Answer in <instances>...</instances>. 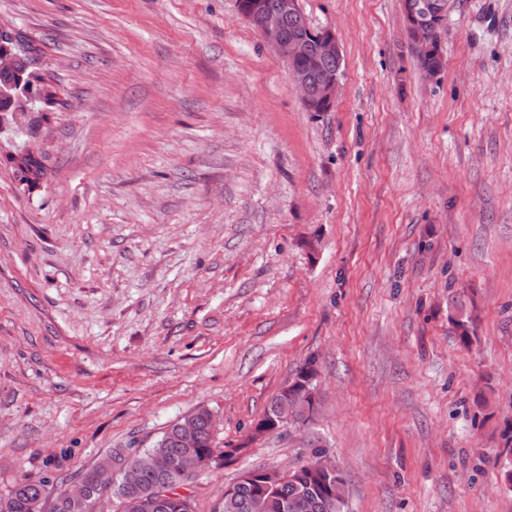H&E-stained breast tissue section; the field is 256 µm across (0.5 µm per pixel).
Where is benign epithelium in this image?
<instances>
[{"mask_svg":"<svg viewBox=\"0 0 512 512\" xmlns=\"http://www.w3.org/2000/svg\"><path fill=\"white\" fill-rule=\"evenodd\" d=\"M450 8L449 0H405L403 18L413 42L417 60L433 61L425 75L435 77L444 68V53L437 33L444 28ZM243 18L263 39L273 46L288 63L290 76L301 93L305 106H310L313 85H318L319 99L332 109L336 103L339 77L317 82L327 61L341 64L343 57L336 31H315L304 15L299 0H280L275 9L247 13ZM292 20L294 33L285 35L286 20Z\"/></svg>","mask_w":512,"mask_h":512,"instance_id":"7a95c632","label":"benign epithelium"}]
</instances>
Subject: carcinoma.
<instances>
[{"label":"carcinoma","instance_id":"carcinoma-1","mask_svg":"<svg viewBox=\"0 0 512 512\" xmlns=\"http://www.w3.org/2000/svg\"><path fill=\"white\" fill-rule=\"evenodd\" d=\"M35 58L30 52L19 54L15 68L9 72L0 71V88H11L13 97H0V110L23 99L29 106L38 103L44 106L55 104L51 85L42 75L29 81ZM45 155L27 156L22 164L15 168L20 184L33 188L46 174ZM315 370L313 364L304 367L288 385V391H280L269 401L264 414L283 413L292 417L295 423H304L310 416L298 411L301 402L309 400L308 392L313 389ZM195 425L194 447L186 448L181 442L180 424L171 425L148 453L160 458V467L141 471L134 479L132 488H126V474L130 466L132 451H115L105 456L97 466L85 471L81 479L87 484V496L83 500H73L63 494L54 500L51 512H93L94 501L108 492L118 503L117 512H141L136 508L135 501L141 496L149 495L161 487L181 486L190 484L195 476L180 471L179 462L184 456L191 455L199 460L215 463V459H224L228 452L214 453L210 414L198 410L189 417ZM108 466L116 470V481L111 489L103 488L94 482L97 469ZM49 479L44 476L38 479L22 478L15 482L5 493H0V512H36L37 506L45 502ZM331 485L336 492V510L345 512L344 495L341 479L336 472L324 477H310L305 480L297 478V470L284 475L282 482L275 491L267 495L257 506L260 512H325L322 494L324 486ZM253 497V489L247 485L238 486L234 497H220L214 512H250L249 504ZM151 512H193L192 498H182L178 494L166 495L156 502Z\"/></svg>","mask_w":512,"mask_h":512}]
</instances>
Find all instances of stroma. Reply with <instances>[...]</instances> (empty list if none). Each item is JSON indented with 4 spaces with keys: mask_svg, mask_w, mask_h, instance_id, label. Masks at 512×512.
<instances>
[{
    "mask_svg": "<svg viewBox=\"0 0 512 512\" xmlns=\"http://www.w3.org/2000/svg\"><path fill=\"white\" fill-rule=\"evenodd\" d=\"M300 7L328 112L237 0H0L57 100L0 129V493L205 410L195 512L317 444L347 512H512V0H452L432 79L402 0ZM309 362L316 412L250 441ZM45 155L40 153L37 156H27L22 164L15 167L16 177L20 184L27 188L35 187L46 174Z\"/></svg>",
    "mask_w": 512,
    "mask_h": 512,
    "instance_id": "obj_1",
    "label": "stroma"
}]
</instances>
